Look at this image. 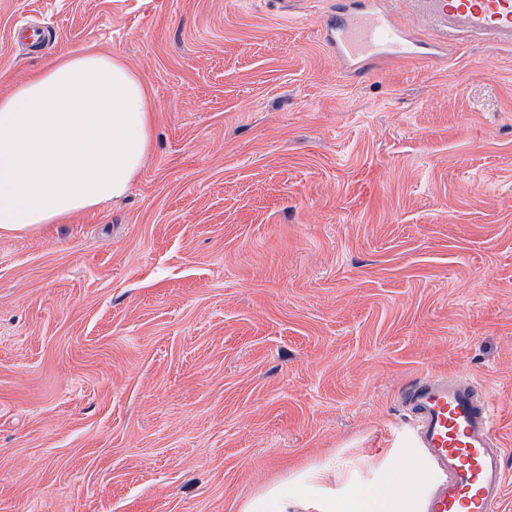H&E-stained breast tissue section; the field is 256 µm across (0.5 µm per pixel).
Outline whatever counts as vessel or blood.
<instances>
[{"mask_svg": "<svg viewBox=\"0 0 512 512\" xmlns=\"http://www.w3.org/2000/svg\"><path fill=\"white\" fill-rule=\"evenodd\" d=\"M361 0L356 15L326 21V39L352 69L368 60L391 61L428 54L408 37L394 15ZM415 18L445 40L491 39L512 47V0H409ZM405 405L416 445L435 479L421 512H501L506 488L504 450L492 427L494 400L458 376L422 377Z\"/></svg>", "mask_w": 512, "mask_h": 512, "instance_id": "obj_1", "label": "vessel or blood"}]
</instances>
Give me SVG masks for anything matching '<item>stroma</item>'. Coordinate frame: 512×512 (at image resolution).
<instances>
[{
    "label": "stroma",
    "mask_w": 512,
    "mask_h": 512,
    "mask_svg": "<svg viewBox=\"0 0 512 512\" xmlns=\"http://www.w3.org/2000/svg\"><path fill=\"white\" fill-rule=\"evenodd\" d=\"M338 0H0V92L86 47L150 86L124 196L0 235V512H241L371 481L402 393L497 402L512 477V49L351 76Z\"/></svg>",
    "instance_id": "obj_1"
}]
</instances>
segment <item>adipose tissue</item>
Here are the masks:
<instances>
[{"label":"adipose tissue","instance_id":"obj_1","mask_svg":"<svg viewBox=\"0 0 512 512\" xmlns=\"http://www.w3.org/2000/svg\"><path fill=\"white\" fill-rule=\"evenodd\" d=\"M147 83L119 55L80 51L0 95V233L35 232L122 196L151 150ZM401 449L374 483L327 487L313 469L247 500L242 512H418L423 486Z\"/></svg>","mask_w":512,"mask_h":512}]
</instances>
